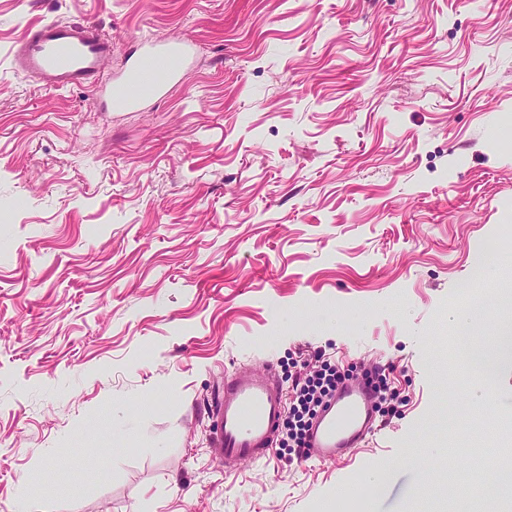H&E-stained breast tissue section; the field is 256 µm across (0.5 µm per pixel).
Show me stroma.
Returning a JSON list of instances; mask_svg holds the SVG:
<instances>
[{
    "label": "stroma",
    "instance_id": "stroma-1",
    "mask_svg": "<svg viewBox=\"0 0 512 512\" xmlns=\"http://www.w3.org/2000/svg\"><path fill=\"white\" fill-rule=\"evenodd\" d=\"M43 21L194 54L112 112L0 64V512H445L459 437L512 444L450 319L512 285V0H0V55ZM319 350L395 415L226 467L225 372ZM387 371V373H386ZM394 371L393 365L389 364L386 368H383L381 370V374H376L374 376L375 382L372 383L371 381L368 382V384L372 387L373 391L378 394V399L380 400V411L383 409V412H389L393 411L395 408V405L392 403L396 399V394L393 392V390L390 388L388 384V376L390 373ZM383 372V373H382ZM382 404H386V408L382 407Z\"/></svg>",
    "mask_w": 512,
    "mask_h": 512
}]
</instances>
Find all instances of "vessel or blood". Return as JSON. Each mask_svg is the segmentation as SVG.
I'll return each instance as SVG.
<instances>
[{"instance_id":"b4317fda","label":"vessel or blood","mask_w":512,"mask_h":512,"mask_svg":"<svg viewBox=\"0 0 512 512\" xmlns=\"http://www.w3.org/2000/svg\"><path fill=\"white\" fill-rule=\"evenodd\" d=\"M114 50L111 37L92 26L55 21L30 27L4 59L49 87H84L103 93L111 109L125 110L161 97L168 84L179 82L189 54L187 43L151 39L130 50L126 70L111 77L105 62ZM286 409V394L272 370L226 373L213 436L225 463L265 458ZM374 422L369 388L340 387L311 429L310 456L337 460L348 455L374 433Z\"/></svg>"}]
</instances>
